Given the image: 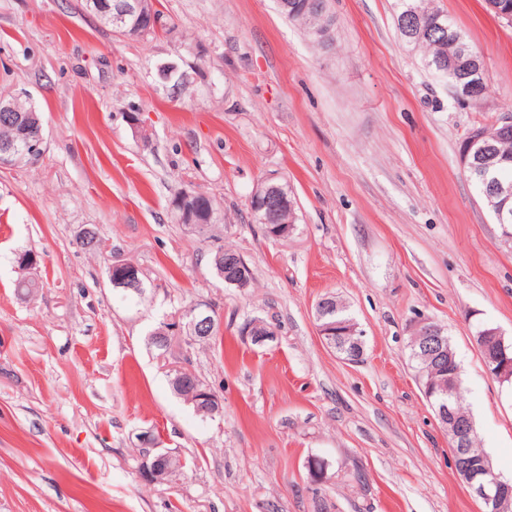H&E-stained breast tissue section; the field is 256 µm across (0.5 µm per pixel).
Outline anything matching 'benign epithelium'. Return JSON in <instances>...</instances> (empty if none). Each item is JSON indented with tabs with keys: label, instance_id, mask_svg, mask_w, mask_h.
<instances>
[{
	"label": "benign epithelium",
	"instance_id": "7a95c632",
	"mask_svg": "<svg viewBox=\"0 0 512 512\" xmlns=\"http://www.w3.org/2000/svg\"><path fill=\"white\" fill-rule=\"evenodd\" d=\"M86 6L100 21L111 26L113 33L123 38L137 37L142 20L154 15L156 11L155 0H117L115 3L109 0H86ZM455 67L471 78V82L456 88V97L467 101L472 89L483 83L484 62L468 53H462L456 59ZM16 98H18L16 94L0 95V113L8 115L22 132H27V127L32 125L38 129V134L25 138L22 149L13 143L0 144V169L18 164L25 156L37 158L42 153L41 118L33 110L25 113L17 111L13 105ZM486 137L487 133L483 129H475L468 133L467 148L460 154L463 167H475L482 160V156L488 153L490 145L485 143ZM199 196L200 192L195 189H181L173 204L177 223L186 224L194 229L211 223L213 214L210 211L200 220L195 217ZM249 204L262 211L272 212L286 207L294 209L297 202L288 195L281 183L266 180L254 187ZM108 279L112 287L125 292H137L142 286L136 268L122 259L112 260ZM250 282L251 275L247 262L235 254L224 256V283L245 289L249 287ZM213 326L214 316L211 305L204 300L196 302L192 306L189 322L184 324L185 335L190 339L205 338L211 335ZM414 330L419 338L423 357L435 358L439 361L448 358L450 351L448 342L443 337V328L428 318H420L415 321ZM319 333L327 344L340 351L345 360L356 362L361 358L363 332L359 330L356 322L346 323V329L341 331L340 338L332 337L334 330L331 324L320 326ZM481 341L484 342L482 350L485 361L498 365L496 373L499 380L512 381V359L507 357L502 333L497 329L487 330L485 336L481 337ZM436 414L456 442L454 454L459 460L462 478L470 493L487 508L500 512L503 504L512 502V480L504 479L483 460L471 461L468 440L472 425L469 419L459 414L451 404L442 400L438 403ZM143 442L150 445V449L144 454L147 475L154 481L165 480L167 472L159 464L162 454L160 449L156 448V442L148 436L143 438Z\"/></svg>",
	"mask_w": 512,
	"mask_h": 512
}]
</instances>
